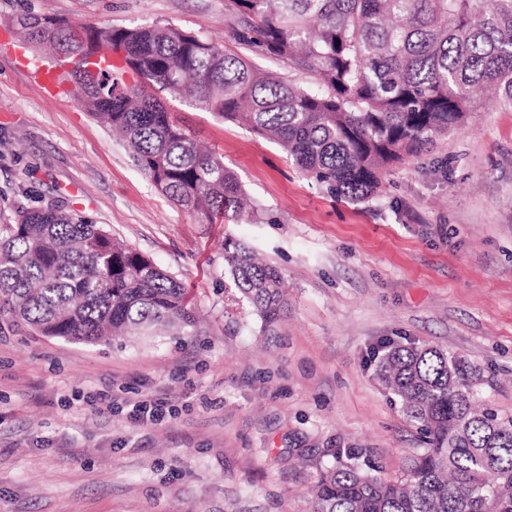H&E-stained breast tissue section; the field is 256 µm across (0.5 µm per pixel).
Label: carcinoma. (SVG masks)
Here are the masks:
<instances>
[{"label":"carcinoma","instance_id":"cac0c4a2","mask_svg":"<svg viewBox=\"0 0 512 512\" xmlns=\"http://www.w3.org/2000/svg\"><path fill=\"white\" fill-rule=\"evenodd\" d=\"M237 38L309 74L304 88L172 25L71 26L28 13L19 33L63 62L104 58L109 86L81 67L62 72L67 95L101 117L133 164L173 203L206 222L247 207L224 156L202 149L156 92L280 145L300 172L337 199L375 196L386 169L416 155L493 98L512 107V0H226ZM123 47L138 82L73 33ZM239 299L267 327L286 309L280 272L247 245L224 240ZM0 321L44 336L99 344L196 324L185 288L100 226L28 208L0 225ZM473 368L440 347L391 345L376 374L401 402L425 447L392 479L353 445L329 450L313 512H512V418L472 401Z\"/></svg>","mask_w":512,"mask_h":512}]
</instances>
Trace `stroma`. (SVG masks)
<instances>
[{"mask_svg":"<svg viewBox=\"0 0 512 512\" xmlns=\"http://www.w3.org/2000/svg\"><path fill=\"white\" fill-rule=\"evenodd\" d=\"M72 24H171L297 84L308 75L239 42L225 0H0ZM223 155L255 213L203 223L168 200L73 101L46 99L0 54V224L61 208L100 225L188 288V335L77 344L0 328V512H312L344 440L399 477L421 435L375 374L386 343L438 346L474 368L475 404L512 417V109L487 102L458 132L392 167L378 196L338 200L276 144L168 98ZM276 266L272 329L238 304L224 241ZM162 403L159 424L131 404Z\"/></svg>","mask_w":512,"mask_h":512,"instance_id":"35a3bbf8","label":"stroma"}]
</instances>
